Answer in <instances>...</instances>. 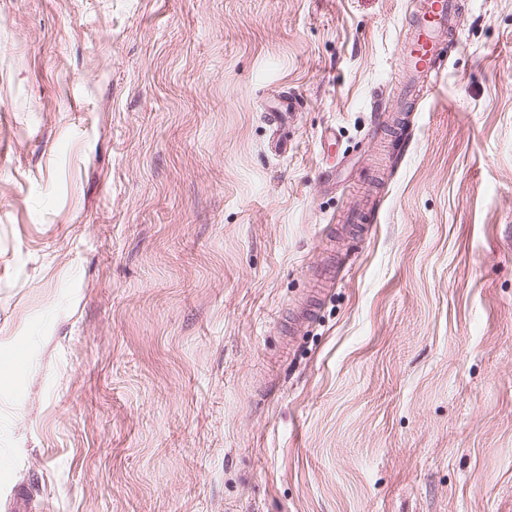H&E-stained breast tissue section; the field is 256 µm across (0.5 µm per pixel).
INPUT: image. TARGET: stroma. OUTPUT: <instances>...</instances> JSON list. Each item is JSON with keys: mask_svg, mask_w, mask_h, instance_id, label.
<instances>
[{"mask_svg": "<svg viewBox=\"0 0 512 512\" xmlns=\"http://www.w3.org/2000/svg\"><path fill=\"white\" fill-rule=\"evenodd\" d=\"M408 2L0 0V512H512V0L331 230ZM335 263L336 262L334 260H331L321 267L318 275L321 277L320 280L323 285V288H320L319 290V292L323 294L322 297H316V300L311 299L303 302L299 308L293 312L287 321V326L285 327V331L287 333L296 334L305 325L309 326L317 319L319 313V308L317 307L318 301L323 300L331 291L330 288H335L336 286Z\"/></svg>", "mask_w": 512, "mask_h": 512, "instance_id": "35a3bbf8", "label": "stroma"}]
</instances>
